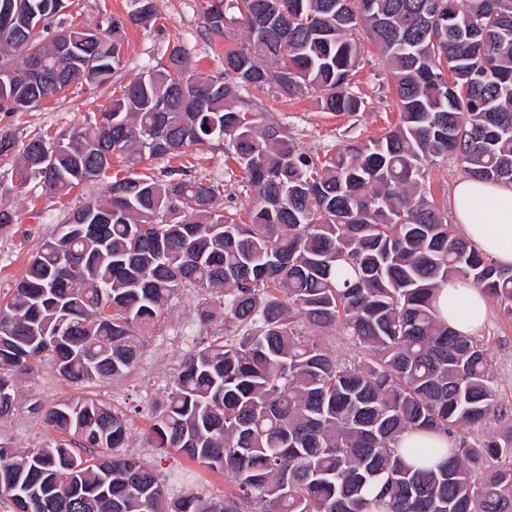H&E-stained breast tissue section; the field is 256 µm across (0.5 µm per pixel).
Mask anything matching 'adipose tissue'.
I'll list each match as a JSON object with an SVG mask.
<instances>
[{
  "label": "adipose tissue",
  "instance_id": "1",
  "mask_svg": "<svg viewBox=\"0 0 512 512\" xmlns=\"http://www.w3.org/2000/svg\"><path fill=\"white\" fill-rule=\"evenodd\" d=\"M451 208L463 240L498 266L512 269V183L460 179ZM437 306L449 328L464 336L478 335L489 312L487 297L457 279L440 290Z\"/></svg>",
  "mask_w": 512,
  "mask_h": 512
}]
</instances>
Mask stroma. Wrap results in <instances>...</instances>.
Returning <instances> with one entry per match:
<instances>
[{
	"mask_svg": "<svg viewBox=\"0 0 512 512\" xmlns=\"http://www.w3.org/2000/svg\"><path fill=\"white\" fill-rule=\"evenodd\" d=\"M204 3L205 0H155L157 21L127 30L124 69L114 72L103 86L92 89L74 85L66 94L31 110L0 112V133L12 134L20 143L35 136L51 141L84 126L101 107L109 105L115 88L145 68L166 63L167 48L175 42L186 47L190 68L207 76L221 75V52L203 34ZM126 11L127 0H76L56 17L55 24L67 25L75 17L92 27L107 14L121 15ZM355 81L366 100L361 112H325L314 96L291 97L276 89L262 95L258 110L264 121L286 128L300 148L321 156L339 144L379 137L399 119L396 91L385 59L366 38L361 41V64ZM173 167L185 168L191 176L216 184L219 206L231 207L242 215L250 210L253 195L244 189L243 170L227 158L223 141L190 147L175 158L147 160L139 171L159 177ZM17 168V155H0V199L8 201L16 213L15 223L0 226V298L11 295L31 256L58 231L68 214L103 195L109 184L101 177L75 188L69 195L58 196L22 183ZM223 299L220 288L204 295L192 288L181 290L170 301L156 330L146 337L137 362L119 378L76 386L65 382L50 360L34 362L32 369L16 380L11 413L0 418V444L21 451L42 447L58 437L44 422L46 408L73 396L91 397L127 418L129 437L121 455L137 458L152 468L171 496L194 493L207 500L222 499L233 488L231 474L205 470L176 449L153 448L149 433L155 410L166 398L184 358L222 326L218 320L202 323V307H218ZM478 340L489 350L499 406L510 417L512 318L505 317L499 305L490 304L489 317Z\"/></svg>",
	"mask_w": 512,
	"mask_h": 512,
	"instance_id": "stroma-1",
	"label": "stroma"
}]
</instances>
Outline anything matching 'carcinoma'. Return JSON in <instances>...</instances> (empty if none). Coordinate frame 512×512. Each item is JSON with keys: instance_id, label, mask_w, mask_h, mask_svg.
<instances>
[{"instance_id": "obj_1", "label": "carcinoma", "mask_w": 512, "mask_h": 512, "mask_svg": "<svg viewBox=\"0 0 512 512\" xmlns=\"http://www.w3.org/2000/svg\"><path fill=\"white\" fill-rule=\"evenodd\" d=\"M60 2L0 0V112L105 84L124 67L127 26L156 16L154 0H129L89 43L86 25L53 29ZM235 21L246 42L224 49L222 78L192 71L175 43L167 65L100 110L112 122L63 135L56 157L40 136L0 134L23 182L60 195L107 175V153L127 171L68 216L0 301V418L32 362L51 359L75 384L120 377L179 290L222 288L224 329L186 356L150 438L230 474L235 492L168 497L154 470L109 453L125 444L126 419L69 398L44 417L62 440L0 445V494L12 512H512V423L464 440L501 415L492 361L435 305L456 277L512 315V273L451 232L427 178L450 155L469 178L512 182V0H206L208 40ZM363 33L398 98L381 137L319 157L248 117L272 88L316 92L326 112L364 111ZM212 140L246 173L247 222L182 170L135 173ZM312 331L349 337L364 358L340 362ZM411 430L448 435V461L406 464L397 442Z\"/></svg>"}]
</instances>
